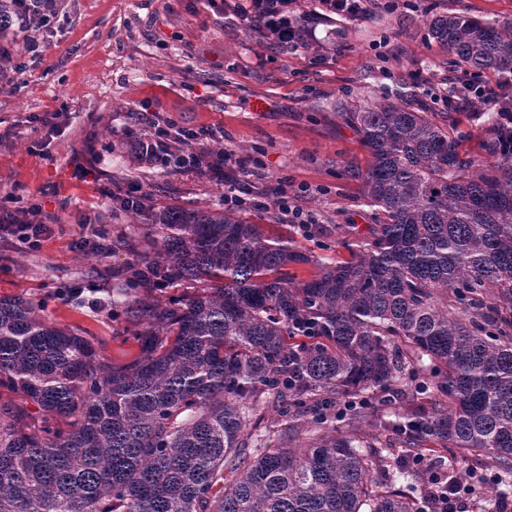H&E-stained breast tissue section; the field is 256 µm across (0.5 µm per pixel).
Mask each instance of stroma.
I'll return each instance as SVG.
<instances>
[{
    "mask_svg": "<svg viewBox=\"0 0 512 512\" xmlns=\"http://www.w3.org/2000/svg\"><path fill=\"white\" fill-rule=\"evenodd\" d=\"M358 20L315 23L324 57L267 50L232 15L206 0H55L58 28L24 73L0 71V200L39 204L49 232L38 250L0 239V298L24 296L43 317L88 338L102 359L127 364L139 354L137 328L112 309L113 284L92 276L96 253L76 249L84 216L99 218L105 242L148 227L113 219L109 191L139 181L156 203L218 206L223 186L194 172H165L138 163L127 129L175 120L220 133L219 145L264 167L258 186L284 185L315 213L324 231L266 220L243 211L269 237L286 236L310 255L348 259L346 239L367 236L370 213L349 167L368 153L336 116V104L379 97L399 85L446 88L462 68L429 33L437 16L466 12L512 20V0H397ZM151 111L134 113L140 101ZM62 111L61 135L35 151L44 130L33 114ZM80 288L72 297L71 288Z\"/></svg>",
    "mask_w": 512,
    "mask_h": 512,
    "instance_id": "35a3bbf8",
    "label": "stroma"
}]
</instances>
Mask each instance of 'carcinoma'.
<instances>
[{"label":"carcinoma","mask_w":512,"mask_h":512,"mask_svg":"<svg viewBox=\"0 0 512 512\" xmlns=\"http://www.w3.org/2000/svg\"><path fill=\"white\" fill-rule=\"evenodd\" d=\"M14 6L0 3V34ZM430 33L466 70L512 68V22L454 13ZM413 95L336 104L370 154L348 174L373 224L346 261L235 211L149 201L124 209L151 230L118 240L129 259L112 272L141 326L132 362L0 298V388L18 395L0 404V512H441L376 483L406 474L363 452L389 433L412 460L454 448L512 487V158L493 113H475L490 135L475 160L452 113ZM309 263L311 278L290 275ZM166 283L193 292L135 293ZM399 381L434 399L377 418Z\"/></svg>","instance_id":"cac0c4a2"}]
</instances>
